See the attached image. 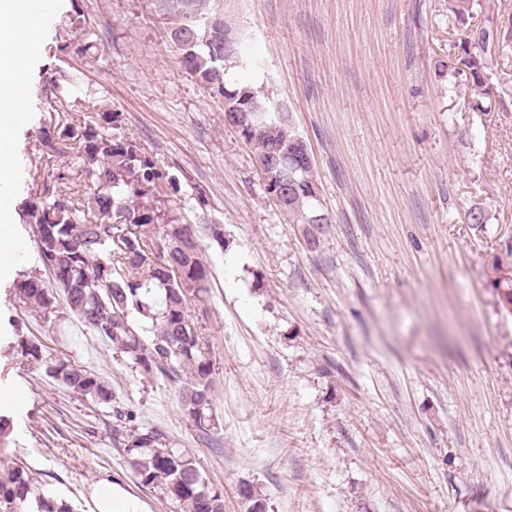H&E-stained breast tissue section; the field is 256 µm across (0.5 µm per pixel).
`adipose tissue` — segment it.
<instances>
[{
    "label": "adipose tissue",
    "mask_w": 512,
    "mask_h": 512,
    "mask_svg": "<svg viewBox=\"0 0 512 512\" xmlns=\"http://www.w3.org/2000/svg\"><path fill=\"white\" fill-rule=\"evenodd\" d=\"M40 28L30 14L21 10L19 0H0V115H21L24 94V63L14 51L25 46L33 52L41 45ZM14 123H0V272L9 273L17 260L13 246L12 199Z\"/></svg>",
    "instance_id": "ef3b65f1"
}]
</instances>
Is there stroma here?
I'll list each match as a JSON object with an SVG mask.
<instances>
[{"label": "stroma", "mask_w": 512, "mask_h": 512, "mask_svg": "<svg viewBox=\"0 0 512 512\" xmlns=\"http://www.w3.org/2000/svg\"><path fill=\"white\" fill-rule=\"evenodd\" d=\"M77 7L102 38L99 60L58 49ZM201 13L243 33L250 64L226 81L287 105L331 224L308 250L267 194L254 147L178 65L157 0H50L42 45L24 56L28 120L14 133L20 258L0 279L10 449L75 512L104 479L145 512L172 510L132 478L110 408L28 360L23 343L37 338L44 357L95 370L192 454L224 512H244L243 482L268 512H512V314L493 286L512 272V112L472 110L450 68L462 29L448 0H207ZM62 70L85 92L80 112L112 105L179 179L172 206L224 233L202 245L212 288L190 305L210 343L221 451L197 441L177 385L118 360L76 316L39 322L14 297L37 265L22 218ZM474 206L483 223H464Z\"/></svg>", "instance_id": "obj_1"}]
</instances>
